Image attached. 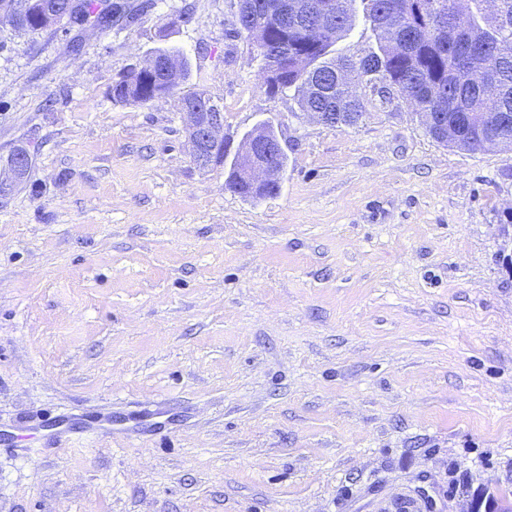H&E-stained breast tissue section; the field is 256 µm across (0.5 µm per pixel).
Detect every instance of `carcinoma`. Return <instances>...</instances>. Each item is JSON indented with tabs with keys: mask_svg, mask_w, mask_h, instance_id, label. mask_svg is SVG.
Instances as JSON below:
<instances>
[{
	"mask_svg": "<svg viewBox=\"0 0 512 512\" xmlns=\"http://www.w3.org/2000/svg\"><path fill=\"white\" fill-rule=\"evenodd\" d=\"M0 22L14 28L39 31L63 25L56 5L65 0H30L29 14L17 17L3 10ZM266 0H239L244 26L235 36L253 38L250 14ZM363 11L378 33L377 50L354 62L332 55V47L351 30L355 0H336V15L322 22L323 39L308 41L305 30L313 20L293 13V0H280L288 10V30L280 18L265 19L261 40L277 66V83L267 84L270 93L294 89L304 112H331L336 121L354 123L363 116L364 103L345 90L347 83L373 78L386 80L408 94L419 112H433L439 125L430 133L448 144L472 151L500 143H512V0H361ZM469 15L473 35H454L460 10ZM117 5L107 0H78L75 22L107 28ZM488 71L486 81L474 86L466 78L469 68ZM188 76L187 63L180 61L179 74L159 72L143 81L128 70L112 86V99L120 103H147L157 94L169 95ZM476 112H505L507 117L478 129L469 122Z\"/></svg>",
	"mask_w": 512,
	"mask_h": 512,
	"instance_id": "obj_1",
	"label": "carcinoma"
}]
</instances>
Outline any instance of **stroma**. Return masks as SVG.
<instances>
[{
    "instance_id": "stroma-1",
    "label": "stroma",
    "mask_w": 512,
    "mask_h": 512,
    "mask_svg": "<svg viewBox=\"0 0 512 512\" xmlns=\"http://www.w3.org/2000/svg\"><path fill=\"white\" fill-rule=\"evenodd\" d=\"M0 23V512H512V151L436 141L398 92L328 128L268 95L238 0ZM171 95L113 101L158 50ZM277 194L192 158L180 99ZM66 420L56 438L49 421ZM195 93L183 96L180 103L189 100ZM180 114L188 131L191 154L199 166L205 168L211 162L206 155L203 156V160H200V157L195 159L205 149H209L213 161L216 151L222 149L224 165L230 164L229 175L233 171L237 173L238 184L248 185L251 190L279 186V176L284 169L286 155L272 125L264 122L257 125L243 136L240 146L232 152L231 143H225L224 135L221 134L224 130V112L206 92L199 91L196 98L184 102ZM262 131L270 132L271 137H260ZM236 182L232 181L233 184ZM264 190L250 195L249 188L241 187L239 194L256 199V196L263 192H267V195L275 194L278 188Z\"/></svg>"
}]
</instances>
